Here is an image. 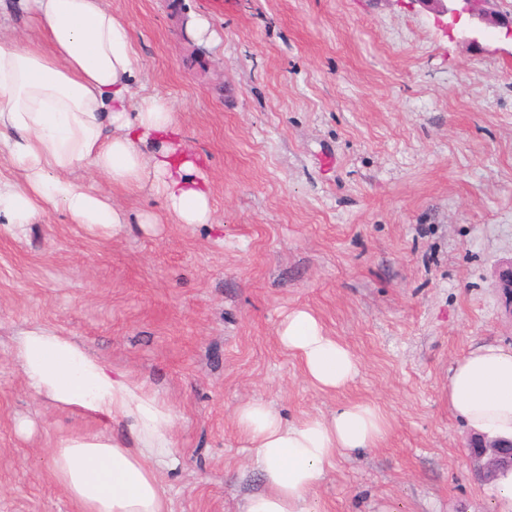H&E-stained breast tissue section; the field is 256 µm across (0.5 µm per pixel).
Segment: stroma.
Masks as SVG:
<instances>
[{
	"label": "stroma",
	"instance_id": "stroma-1",
	"mask_svg": "<svg viewBox=\"0 0 512 512\" xmlns=\"http://www.w3.org/2000/svg\"><path fill=\"white\" fill-rule=\"evenodd\" d=\"M104 4L130 27L136 98H165L205 159L214 221L177 223L152 190L114 187L116 235L52 209L0 231V512H78L49 447L105 426L26 389L11 351L32 324L175 407L171 512H240L261 488L234 419L254 400L288 421L358 400L387 418L376 448L326 474L322 512H498L448 369L472 344L512 345L495 286L512 257V39L463 41L420 0ZM301 307L360 360L345 390L313 388L280 345Z\"/></svg>",
	"mask_w": 512,
	"mask_h": 512
}]
</instances>
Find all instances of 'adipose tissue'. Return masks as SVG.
<instances>
[{
	"mask_svg": "<svg viewBox=\"0 0 512 512\" xmlns=\"http://www.w3.org/2000/svg\"><path fill=\"white\" fill-rule=\"evenodd\" d=\"M16 12L36 20L43 43L0 36V156L18 176L0 180V229L20 230L50 207L91 233L119 232L124 219L111 197L72 179L81 168L113 186L151 187L179 223H211L204 160L183 141L164 98H134L128 26L103 0H0V29ZM277 335L317 390H342L359 374L358 359L309 310L290 311ZM13 359L42 401L121 423L130 434L98 429L55 441L54 477L80 512H170L158 475L179 463L171 404L47 327L23 331ZM448 408L474 432L512 439V348L479 345L456 361ZM235 421L262 482L241 512H321L316 489L337 458L376 447L387 432L385 416L366 401L294 422L251 401Z\"/></svg>",
	"mask_w": 512,
	"mask_h": 512,
	"instance_id": "ef3b65f1",
	"label": "adipose tissue"
}]
</instances>
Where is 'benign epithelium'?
<instances>
[{
	"mask_svg": "<svg viewBox=\"0 0 512 512\" xmlns=\"http://www.w3.org/2000/svg\"><path fill=\"white\" fill-rule=\"evenodd\" d=\"M439 16L448 17L446 27L458 30L461 38L479 43L493 35V29L506 30L512 37V13L501 9L502 0H417ZM497 287L512 299V259L499 270ZM470 460L480 471L482 481L491 484L503 471L512 470V440H488L486 435L470 436Z\"/></svg>",
	"mask_w": 512,
	"mask_h": 512,
	"instance_id": "1",
	"label": "benign epithelium"
}]
</instances>
